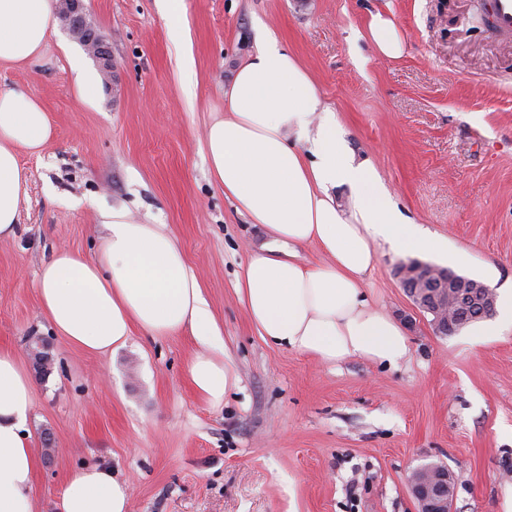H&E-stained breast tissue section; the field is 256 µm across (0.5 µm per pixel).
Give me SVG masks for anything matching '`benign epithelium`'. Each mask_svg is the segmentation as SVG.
Listing matches in <instances>:
<instances>
[{"label": "benign epithelium", "mask_w": 512, "mask_h": 512, "mask_svg": "<svg viewBox=\"0 0 512 512\" xmlns=\"http://www.w3.org/2000/svg\"><path fill=\"white\" fill-rule=\"evenodd\" d=\"M60 18L69 36L82 45L96 62L105 79L112 78L114 62L107 36L90 19L83 0H60ZM397 276L413 305L432 316L437 332L448 334V276L437 267L412 260L397 268ZM465 300L477 302V316H491L496 298L486 285L461 275L455 276ZM410 493L418 512H450L453 498L448 496V469L432 462L414 468L408 477Z\"/></svg>", "instance_id": "obj_1"}]
</instances>
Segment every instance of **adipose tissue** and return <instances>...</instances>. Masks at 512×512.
<instances>
[{
  "mask_svg": "<svg viewBox=\"0 0 512 512\" xmlns=\"http://www.w3.org/2000/svg\"><path fill=\"white\" fill-rule=\"evenodd\" d=\"M55 0H0V67L34 60L56 30ZM52 135L41 102L0 89V240L15 237L28 178L20 152L40 154ZM211 180L266 240L238 273L234 291L266 343L329 364L363 357L397 365L409 352L402 327L373 306L365 288L384 240L409 253L439 241L392 201L371 162L357 159L333 110L302 62L259 27L256 49L224 90V115L206 130ZM348 191V205L336 199ZM105 229L94 258L56 250L38 271L41 308L68 346L105 355L133 329L187 334L197 343L187 376L197 398L222 406L235 383L218 322L166 225L126 206L98 212ZM314 245L320 259L301 257ZM33 385L19 356L0 347V512H38L40 459L29 417ZM130 492L106 465L67 476L58 512H128Z\"/></svg>",
  "mask_w": 512,
  "mask_h": 512,
  "instance_id": "obj_1",
  "label": "adipose tissue"
}]
</instances>
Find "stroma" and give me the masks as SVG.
Returning <instances> with one entry per match:
<instances>
[{"label": "stroma", "instance_id": "stroma-1", "mask_svg": "<svg viewBox=\"0 0 512 512\" xmlns=\"http://www.w3.org/2000/svg\"><path fill=\"white\" fill-rule=\"evenodd\" d=\"M86 5L115 61L94 98L70 60L97 65L62 29L36 60L0 68V87L37 97L54 127L41 155H19L29 193L0 241V345L34 386L40 512H57L68 469L85 463L118 472L129 512H417L406 478L427 461L455 477V512H512V330L488 333L512 298V43L489 31L481 0H185L184 46L160 0ZM377 13L394 21L400 58L369 37ZM262 25L440 241L426 262L491 288L493 316L436 333L395 275L408 255L380 241L367 286L408 338L397 367L329 365L256 335L234 280L265 236L211 182L204 133ZM116 205L167 225L202 284L237 378L223 406L190 387L192 337L137 330L92 355L52 333L37 273L59 248L91 256L96 213Z\"/></svg>", "mask_w": 512, "mask_h": 512}]
</instances>
